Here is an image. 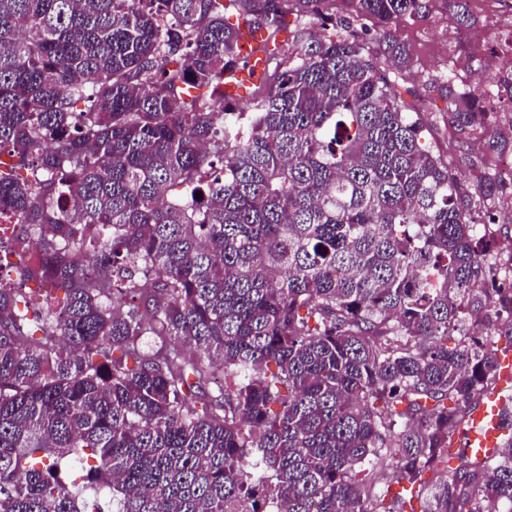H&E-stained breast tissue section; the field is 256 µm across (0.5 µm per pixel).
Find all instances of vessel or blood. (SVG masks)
<instances>
[{"mask_svg": "<svg viewBox=\"0 0 512 512\" xmlns=\"http://www.w3.org/2000/svg\"><path fill=\"white\" fill-rule=\"evenodd\" d=\"M240 54L245 60L242 68L234 71L231 81L225 82L224 94L235 98L243 95L263 75L267 66L269 45L261 30L247 31L239 41ZM512 392V356L499 359L497 383L487 390L474 413L469 418L462 446L477 457L494 455L499 448V437L503 431L502 409L505 392Z\"/></svg>", "mask_w": 512, "mask_h": 512, "instance_id": "b4317fda", "label": "vessel or blood"}]
</instances>
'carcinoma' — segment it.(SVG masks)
Returning <instances> with one entry per match:
<instances>
[{"mask_svg":"<svg viewBox=\"0 0 512 512\" xmlns=\"http://www.w3.org/2000/svg\"><path fill=\"white\" fill-rule=\"evenodd\" d=\"M435 1L476 22L354 0L377 57L298 23L219 119L191 90L238 67L226 13L275 31L292 0H0V252L33 242L16 273L51 299L0 286V512H406L380 469L422 512H512V399L496 455L455 448L512 345V251L472 201L512 182L465 190L378 61L411 66L389 26ZM441 88L459 132L512 104V74Z\"/></svg>","mask_w":512,"mask_h":512,"instance_id":"cac0c4a2","label":"carcinoma"}]
</instances>
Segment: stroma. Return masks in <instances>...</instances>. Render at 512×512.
Listing matches in <instances>:
<instances>
[{"label": "stroma", "instance_id": "obj_1", "mask_svg": "<svg viewBox=\"0 0 512 512\" xmlns=\"http://www.w3.org/2000/svg\"><path fill=\"white\" fill-rule=\"evenodd\" d=\"M469 9L477 22L470 26L471 37L467 40L454 38L459 24L452 13L439 6L433 7L425 18L406 15L395 19L392 32L409 49L412 67L403 72L389 70L388 76L401 108L423 124L427 146L443 160L452 162L458 176L470 185L484 169L494 165L497 157L487 151L485 135L449 128L448 99L441 90L448 76L457 86L470 84L475 77L477 56L491 47L482 23L483 7L478 0H470ZM303 17V11L293 9L283 16L278 31L270 34L271 55L261 88L276 84L281 71L288 67L293 52L292 31Z\"/></svg>", "mask_w": 512, "mask_h": 512}]
</instances>
